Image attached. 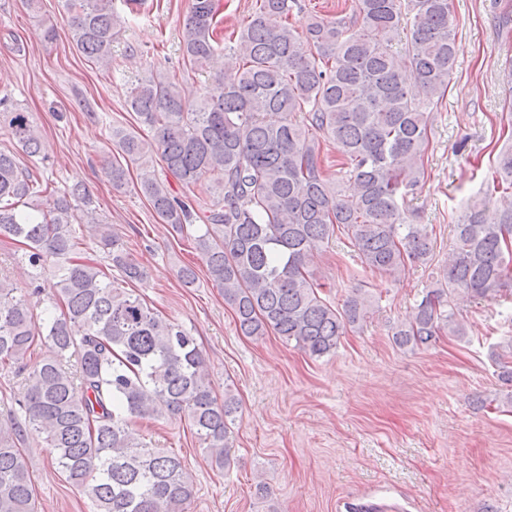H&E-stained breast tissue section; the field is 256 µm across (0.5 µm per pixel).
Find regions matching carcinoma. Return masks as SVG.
<instances>
[{"label": "carcinoma", "mask_w": 512, "mask_h": 512, "mask_svg": "<svg viewBox=\"0 0 512 512\" xmlns=\"http://www.w3.org/2000/svg\"><path fill=\"white\" fill-rule=\"evenodd\" d=\"M295 2L256 0L236 32L235 63L195 104L176 80L142 76L127 106L148 136L114 128L112 140L125 161L144 169L138 192L154 214L192 241L241 334H273L321 358L365 321L373 300L363 288L340 308L321 297L310 269L320 242L346 234L362 267L392 280L431 260L432 231L406 205L425 183L427 108L453 78L455 35L449 0H354L350 21L314 14L302 34L286 22ZM66 10L76 49L112 68L121 22L114 0H66ZM218 12V0H193L185 18L181 51L194 72L217 53ZM409 14V40L395 51ZM503 83L512 134V61ZM0 128L28 156L49 158L31 113L5 108ZM331 151L341 159V183ZM157 155L182 187L212 198L201 215L150 171ZM105 170L114 190L126 188L127 168L107 159ZM498 190L499 206L475 204L458 220L448 265L394 327L397 346L467 335L456 297L512 296V147L493 167L488 191ZM80 224L94 229V244L121 279L76 258ZM0 239L24 245L33 270V288L23 294L0 277V367L26 381L10 424L0 427V512H38L24 450L30 432L43 437L93 512H187L181 459L149 447L133 424L184 419L212 463L231 466L238 401L227 388L218 399L195 336L125 287L146 273L98 219L89 194L43 185L1 149ZM43 342L53 354L34 363ZM491 358L499 380L512 384V340L492 346Z\"/></svg>", "instance_id": "obj_1"}]
</instances>
